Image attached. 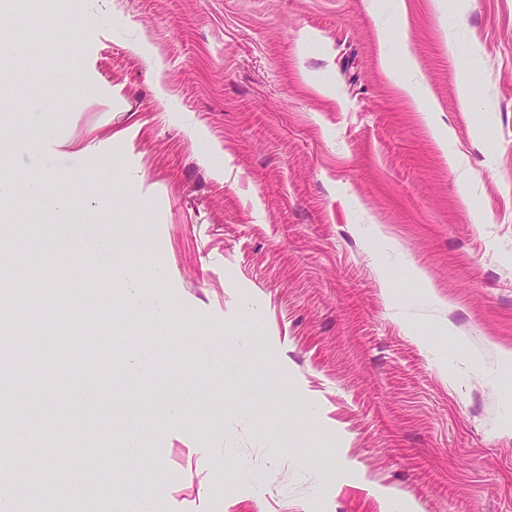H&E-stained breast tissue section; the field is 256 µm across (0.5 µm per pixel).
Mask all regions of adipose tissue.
<instances>
[{"label":"adipose tissue","instance_id":"obj_1","mask_svg":"<svg viewBox=\"0 0 512 512\" xmlns=\"http://www.w3.org/2000/svg\"><path fill=\"white\" fill-rule=\"evenodd\" d=\"M119 285L126 294L125 320L130 323L146 320L152 326L151 336L140 340L135 359L136 368L143 374L151 369L157 347L170 338L174 318L172 305L164 297L145 293L138 281L132 277H121Z\"/></svg>","mask_w":512,"mask_h":512}]
</instances>
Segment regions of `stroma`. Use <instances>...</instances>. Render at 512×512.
Listing matches in <instances>:
<instances>
[{"instance_id": "35a3bbf8", "label": "stroma", "mask_w": 512, "mask_h": 512, "mask_svg": "<svg viewBox=\"0 0 512 512\" xmlns=\"http://www.w3.org/2000/svg\"><path fill=\"white\" fill-rule=\"evenodd\" d=\"M5 6L0 166L69 200L0 204L31 353L0 458L51 489L37 512L69 488L133 512L135 469L157 512H512V0ZM23 29L65 68L12 51ZM417 74L419 110L396 88ZM101 232L125 269L86 257ZM124 272L177 314L137 378ZM62 300L79 332L50 326ZM229 332L251 339L232 383Z\"/></svg>"}]
</instances>
